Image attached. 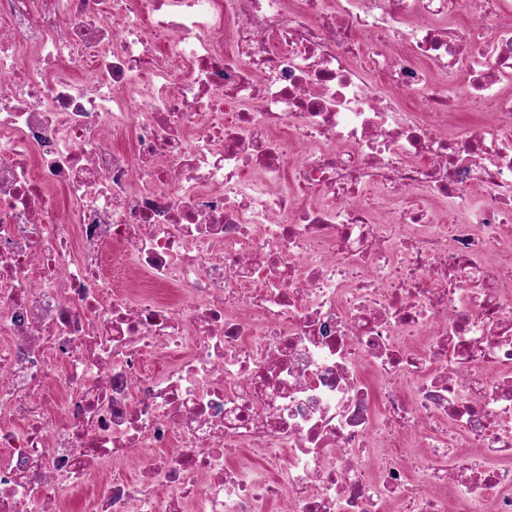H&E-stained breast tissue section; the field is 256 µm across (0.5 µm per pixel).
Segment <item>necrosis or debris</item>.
<instances>
[{
	"mask_svg": "<svg viewBox=\"0 0 512 512\" xmlns=\"http://www.w3.org/2000/svg\"><path fill=\"white\" fill-rule=\"evenodd\" d=\"M470 3L0 0V512H512Z\"/></svg>",
	"mask_w": 512,
	"mask_h": 512,
	"instance_id": "4bbe7bcc",
	"label": "necrosis or debris"
}]
</instances>
